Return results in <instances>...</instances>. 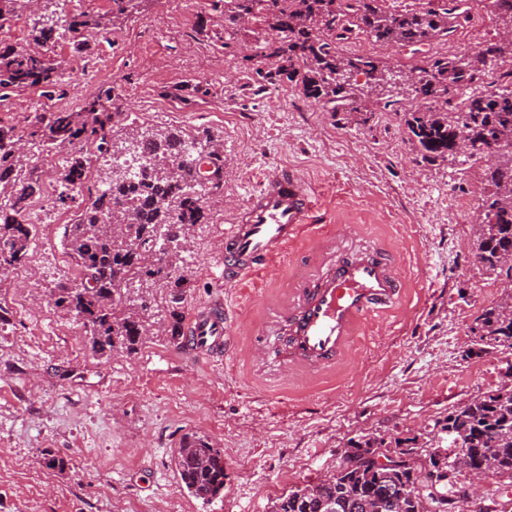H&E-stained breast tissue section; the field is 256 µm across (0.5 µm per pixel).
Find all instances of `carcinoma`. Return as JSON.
Listing matches in <instances>:
<instances>
[{"label":"carcinoma","instance_id":"cac0c4a2","mask_svg":"<svg viewBox=\"0 0 512 512\" xmlns=\"http://www.w3.org/2000/svg\"><path fill=\"white\" fill-rule=\"evenodd\" d=\"M143 2L112 0V24L140 13ZM484 2L502 25L512 24L509 0ZM257 10L277 33L268 47L277 67L256 70L259 79L272 82L284 76L307 97L349 113L359 124L369 121L359 99L384 88L392 74L377 58L346 56L336 44L362 32L382 44L421 45L447 39L465 21L454 0L398 13L385 10L382 0H224V25L238 27ZM507 59L512 61V56L506 57L495 42L467 58L434 55L413 67L417 77L412 94L423 108L406 119L411 142L424 159L456 161V141L462 134L470 141L466 157L487 156L478 203L485 226L476 245L488 271L505 266L512 270V81L482 92L469 86ZM345 69L364 77L362 87L336 79ZM55 85V71L41 57L0 54V99L15 89ZM115 98L114 86L104 82L79 112L36 113L27 129L0 126L1 273L21 264L30 247L31 227L19 219L32 204L39 177L36 168L21 162L22 141L44 138L54 146L83 145L93 151H74L57 184L59 202L76 208L74 222L65 225V248L82 271V281L93 286L78 290L60 282L52 295L55 306L86 329L91 350L101 357L136 352L153 325L174 340L181 336L183 316L174 308L159 316L156 290L168 288L170 303H181L187 277L177 274L184 262L179 242L184 229L205 222L206 194L224 182V157L208 134L190 137L175 129L149 131L131 125L121 137L114 136L120 117L110 111ZM135 153L166 156L171 167H135L128 174L125 161ZM200 154L209 159L210 180L193 189L194 161ZM93 155L110 157L112 166L98 174L95 196L79 200L74 187L88 176ZM164 235L173 241L174 251L149 261ZM507 306L505 302L487 310L481 327L496 346L512 349V312L506 313ZM442 428L453 445L467 449L465 471L512 478V387L452 409ZM353 447L359 458L340 463L330 476L288 490L275 500L272 512H437L448 497L447 485L435 488L422 478L424 466L412 462L403 470L377 471L362 458L373 441H358ZM175 465L195 498L209 503L224 496V450L208 437L185 434ZM386 488H400L404 495L391 502L383 497Z\"/></svg>","mask_w":512,"mask_h":512}]
</instances>
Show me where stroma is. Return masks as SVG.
Listing matches in <instances>:
<instances>
[{
	"mask_svg": "<svg viewBox=\"0 0 512 512\" xmlns=\"http://www.w3.org/2000/svg\"><path fill=\"white\" fill-rule=\"evenodd\" d=\"M112 0H40L0 23V51L40 50L59 73L52 95L18 90L0 106V125L24 126L35 112L79 111L70 69H83L88 92L114 82L120 112L148 90L163 108L143 129L209 130L224 144V184L207 221L182 240L190 288L182 315L223 294L237 340L224 358L195 361L182 341L148 339L138 351L95 355L84 327L56 308L51 290L69 281L62 244L73 212L55 186L62 152L26 145L40 189L39 239L23 267L0 276V512H270L291 488L333 473L350 443L413 437L428 446L437 421L511 378L512 350L481 344L482 313L512 294L506 270L479 263L475 222L483 189L474 159L427 162L409 142L406 118L419 105L397 84L384 111L358 125L345 112L308 99L288 80L259 83L256 69L272 35L259 21L225 28L224 0H145L140 14L99 33L69 28L76 18L106 17ZM58 18L43 47L31 37L36 15ZM489 10L457 29L455 52L470 55L498 41ZM85 51H77L79 43ZM436 45L372 44L370 55L407 73ZM206 94H198L197 86ZM288 166L308 184L320 231L303 236L271 273L222 289L218 265L224 227L263 171ZM381 245L395 258L402 303L366 322L336 367L283 374L285 338L278 316L300 280L327 256ZM197 432L224 450V496L206 504L182 485L174 452ZM64 470L41 465L44 452ZM467 473L449 498L454 512H512V479L491 477L466 497Z\"/></svg>",
	"mask_w": 512,
	"mask_h": 512,
	"instance_id": "stroma-1",
	"label": "stroma"
}]
</instances>
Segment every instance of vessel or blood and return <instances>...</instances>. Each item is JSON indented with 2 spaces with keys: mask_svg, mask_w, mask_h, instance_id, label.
Returning a JSON list of instances; mask_svg holds the SVG:
<instances>
[{
  "mask_svg": "<svg viewBox=\"0 0 512 512\" xmlns=\"http://www.w3.org/2000/svg\"><path fill=\"white\" fill-rule=\"evenodd\" d=\"M314 211V200L295 171L285 167L267 170L260 187L224 229L225 287L273 267L311 229ZM400 300L399 276L385 252L367 248L339 261L326 260L306 277L301 296L282 313L288 339L281 364L316 368L334 362L363 321ZM185 333L186 354L222 356L234 340L223 299L196 309Z\"/></svg>",
  "mask_w": 512,
  "mask_h": 512,
  "instance_id": "1",
  "label": "vessel or blood"
}]
</instances>
